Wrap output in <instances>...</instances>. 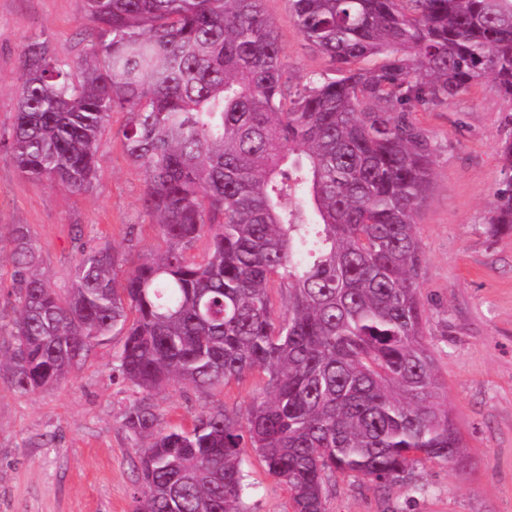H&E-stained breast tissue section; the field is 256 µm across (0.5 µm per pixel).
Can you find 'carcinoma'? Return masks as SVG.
I'll return each instance as SVG.
<instances>
[{
  "mask_svg": "<svg viewBox=\"0 0 512 512\" xmlns=\"http://www.w3.org/2000/svg\"><path fill=\"white\" fill-rule=\"evenodd\" d=\"M263 2L85 0L95 43L63 63L28 40L0 136L25 178L81 192L111 114H127L123 145L166 248L129 260L81 245L57 288L13 225L0 378L52 389L122 334L117 370L146 393L122 419L148 440L136 512H245L248 447L293 512H325L337 473L386 487L462 448L424 339L417 224L433 148L409 114L485 78L512 97V0H287L337 72L295 92ZM499 161L493 236L512 233L511 137ZM254 371L268 381L244 420L219 406L190 430L159 428L147 394Z\"/></svg>",
  "mask_w": 512,
  "mask_h": 512,
  "instance_id": "obj_1",
  "label": "carcinoma"
}]
</instances>
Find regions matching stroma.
<instances>
[{
	"instance_id": "obj_1",
	"label": "stroma",
	"mask_w": 512,
	"mask_h": 512,
	"mask_svg": "<svg viewBox=\"0 0 512 512\" xmlns=\"http://www.w3.org/2000/svg\"><path fill=\"white\" fill-rule=\"evenodd\" d=\"M283 49L292 89L314 74L333 75L329 59L299 33L286 0H264ZM84 0H0V134L15 118L20 55L33 37L53 54L77 58L96 39ZM417 119L434 148L432 180L419 208L423 251L419 283L425 340L443 381L446 406L464 445L457 463L423 461L387 488L353 476L326 484V512H512V234L491 237L488 220L503 186L498 148L512 136V98L490 79ZM126 113H112L88 189L72 193L21 176L0 151V238L29 225L41 271L67 287L77 244L159 252L165 245L141 207L144 177L121 141ZM122 338L96 344L83 367L53 389L18 394L0 382V512H135L139 440L122 426L139 389L118 376ZM265 389L245 374L200 392L171 384L150 398L160 427L191 426L211 408L245 416ZM248 512H292L286 487L269 476L255 449L243 451Z\"/></svg>"
}]
</instances>
